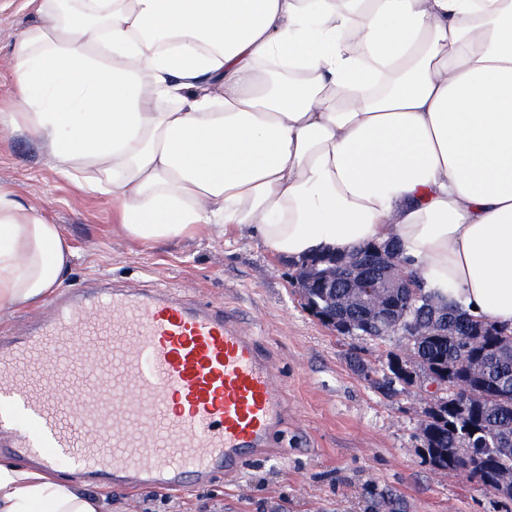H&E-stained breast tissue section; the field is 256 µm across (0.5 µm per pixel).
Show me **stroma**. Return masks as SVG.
<instances>
[{
	"label": "stroma",
	"mask_w": 512,
	"mask_h": 512,
	"mask_svg": "<svg viewBox=\"0 0 512 512\" xmlns=\"http://www.w3.org/2000/svg\"><path fill=\"white\" fill-rule=\"evenodd\" d=\"M37 20L29 0H0V113L14 109L13 45ZM0 186L59 224L75 256L66 286L176 288L228 304L276 357L287 400L282 456L248 461L237 484L217 475L169 494V512H512L471 476L433 468L418 436L424 389L385 396L360 372L399 351L342 336L304 306L289 259L258 241L202 235L141 245L119 229L110 197L80 189L41 142L0 128ZM102 512H153L155 490L79 483Z\"/></svg>",
	"instance_id": "35a3bbf8"
}]
</instances>
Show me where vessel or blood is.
Listing matches in <instances>:
<instances>
[{
    "mask_svg": "<svg viewBox=\"0 0 512 512\" xmlns=\"http://www.w3.org/2000/svg\"><path fill=\"white\" fill-rule=\"evenodd\" d=\"M285 416L271 358L228 306L84 289L0 342V443L75 478L157 491L239 479Z\"/></svg>",
    "mask_w": 512,
    "mask_h": 512,
    "instance_id": "vessel-or-blood-1",
    "label": "vessel or blood"
}]
</instances>
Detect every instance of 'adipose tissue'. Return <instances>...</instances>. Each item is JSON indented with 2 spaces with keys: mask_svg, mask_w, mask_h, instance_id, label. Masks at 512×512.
Returning <instances> with one entry per match:
<instances>
[{
  "mask_svg": "<svg viewBox=\"0 0 512 512\" xmlns=\"http://www.w3.org/2000/svg\"><path fill=\"white\" fill-rule=\"evenodd\" d=\"M32 2L11 124L134 240L294 260L392 240L425 290L512 327V0ZM73 255L0 188V306ZM101 509L0 460V512Z\"/></svg>",
  "mask_w": 512,
  "mask_h": 512,
  "instance_id": "adipose-tissue-1",
  "label": "adipose tissue"
}]
</instances>
